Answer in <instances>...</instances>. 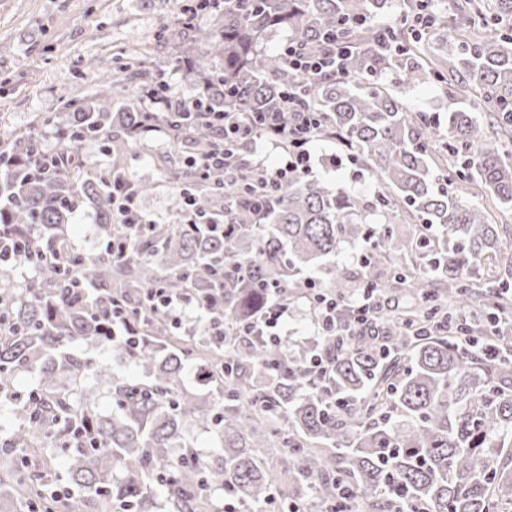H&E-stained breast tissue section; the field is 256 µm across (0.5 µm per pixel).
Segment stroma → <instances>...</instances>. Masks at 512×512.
Here are the masks:
<instances>
[{
	"instance_id": "stroma-1",
	"label": "stroma",
	"mask_w": 512,
	"mask_h": 512,
	"mask_svg": "<svg viewBox=\"0 0 512 512\" xmlns=\"http://www.w3.org/2000/svg\"><path fill=\"white\" fill-rule=\"evenodd\" d=\"M175 25L174 0H0V130L25 127L33 116L46 118L63 111L65 101L80 105L92 93L99 76L126 67L130 51L154 46L163 29ZM401 98L411 109L445 120L456 100L436 85L406 87ZM151 152L126 148L125 170L152 183V192L140 205L160 223L174 220L175 192L162 170L176 154L168 142L155 140ZM314 178L331 186H344L367 196L378 192L379 182L360 177L350 163L316 166ZM282 348L299 354L316 331L305 299L291 304L283 329ZM127 363L112 361L109 373L85 375L66 382L68 390L101 412L112 408L113 379L128 375Z\"/></svg>"
}]
</instances>
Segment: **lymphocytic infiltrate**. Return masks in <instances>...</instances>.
Instances as JSON below:
<instances>
[{
  "label": "lymphocytic infiltrate",
  "instance_id": "obj_1",
  "mask_svg": "<svg viewBox=\"0 0 512 512\" xmlns=\"http://www.w3.org/2000/svg\"><path fill=\"white\" fill-rule=\"evenodd\" d=\"M344 51V45L332 39L326 40L324 49L318 53L309 52L301 43L293 40L283 47L292 69L313 75L341 70L345 60ZM141 102L144 109L136 127L141 137H168V129L157 122V116L162 111L175 109L203 117L217 128L224 149L194 160L197 176H207L211 168L218 164L223 165L226 172L236 171L239 160L231 145L238 138L252 134L251 129L241 125L236 113L213 111L207 98L202 96L184 99L151 88L144 91ZM321 125L320 113L302 109L292 92L284 97L282 111L266 113L262 121V137L272 144L286 145L287 150L283 161L275 167L269 168L258 163L252 166L255 177L252 183L246 184L245 189L255 200L250 210L254 222H261L263 218V202L270 200L273 193L281 191L294 175L312 173L315 157L311 152V144ZM112 221L123 231L122 236L112 243L113 261L137 259L138 254L131 245L129 233L153 225L155 219L142 210L136 182L125 171L116 170L112 173ZM144 305L151 313L161 315L174 327L182 328L195 320L207 327L210 335L219 339L224 336L223 324L210 319L205 299H196L188 294H173L156 285L146 290Z\"/></svg>",
  "mask_w": 512,
  "mask_h": 512
}]
</instances>
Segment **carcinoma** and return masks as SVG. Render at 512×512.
I'll list each match as a JSON object with an SVG mask.
<instances>
[{
  "label": "carcinoma",
  "instance_id": "cac0c4a2",
  "mask_svg": "<svg viewBox=\"0 0 512 512\" xmlns=\"http://www.w3.org/2000/svg\"><path fill=\"white\" fill-rule=\"evenodd\" d=\"M391 0H224L211 29L178 22L164 43L186 57L197 88L217 111L240 112L260 126L282 109L288 90L323 117V140L343 138L357 166L381 191L366 198L295 175L273 198L261 224L248 220L250 196L239 177L216 168L196 181L184 165L170 174L193 195L197 211L234 222L226 235L187 224L157 225L132 241L142 259L112 264L107 246L118 228L110 203L112 163L87 169L69 163L76 146L62 144L63 163L43 174L35 118L0 138V153L22 160L0 170V211L8 224L39 228L37 274L16 287L0 280V396L10 401L0 423V492L10 512H65L57 471L79 493V512H224V495L245 509L272 496L336 508L346 497L366 512H501L512 505V228L490 222L470 202L474 186L512 210V156L497 137L512 131V0H479L469 28H413L418 10L386 28L375 23ZM294 34L316 51L325 34L349 47L345 73L311 76L267 49L276 32ZM396 84L437 83L451 95H472L487 122L466 108L448 111V134L426 112H412ZM121 79L67 112L54 125L107 146L132 139L141 112L123 96ZM171 141L187 155L223 147L212 127L183 113L163 118ZM97 211L102 250L60 269L47 261L71 253L67 235L74 205ZM419 226L411 235L397 224ZM372 244L353 273L328 268L326 287L380 292L395 282L418 298L365 326L340 309L339 329L286 354L257 334L235 329L254 322L268 287L301 295L295 276L345 245ZM242 265L244 284L217 271ZM161 282L176 294L207 296L224 288L215 321L234 331L222 345L201 331L187 334L140 310L145 289ZM117 303L135 312L140 345L104 333ZM84 341L134 364L140 376L112 383V412L98 411L65 392L61 380L100 374L104 361L69 349ZM329 359L316 377L309 359ZM216 404L186 387L185 365ZM37 374L27 394L15 388L20 371ZM216 427L219 455L203 470L188 456L183 427ZM286 454L287 481L262 465L269 450Z\"/></svg>",
  "mask_w": 512,
  "mask_h": 512
}]
</instances>
